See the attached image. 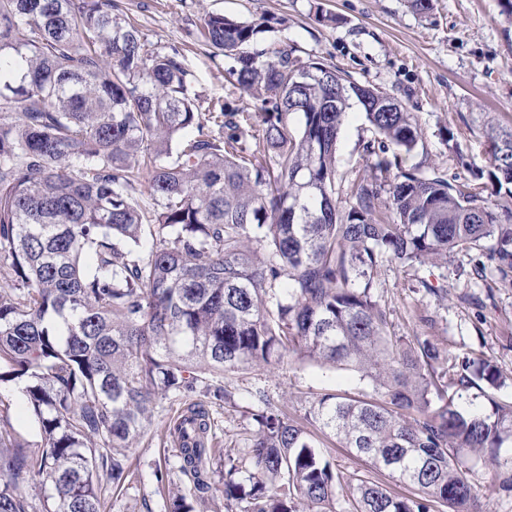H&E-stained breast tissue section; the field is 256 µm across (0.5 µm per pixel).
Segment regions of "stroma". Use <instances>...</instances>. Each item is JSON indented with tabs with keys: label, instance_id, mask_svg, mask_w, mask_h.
Here are the masks:
<instances>
[{
	"label": "stroma",
	"instance_id": "obj_1",
	"mask_svg": "<svg viewBox=\"0 0 512 512\" xmlns=\"http://www.w3.org/2000/svg\"><path fill=\"white\" fill-rule=\"evenodd\" d=\"M149 49H179L192 74L201 112L223 105L252 108L249 96L229 77V61L213 56L200 38L208 14L241 20L265 18L259 45L292 46L301 56L336 65L355 81L397 98L418 118L423 145L410 164L437 168L459 184H474V169L488 164L486 125L512 126V14L504 0H433L428 16L414 14L407 0H118ZM334 15L319 22L316 9ZM375 134L359 107H351L341 129L336 159L348 179L372 177L366 144ZM468 257L439 267H405L383 262L375 276V296L387 312L388 327L407 338L427 336L441 351L482 359L498 367L495 391L512 403V284L488 290L469 278ZM231 402L211 405L212 434L226 449H242L258 429L253 418L262 403L305 424L310 402L326 393L360 397L367 382L351 371L319 368L285 354L273 369L246 368L225 375ZM198 395L161 400L144 436L128 452L134 479L108 492L105 512H166L169 493L185 494L194 512H213L212 499L224 485L214 474L209 495L174 467V445L164 430L170 420L198 402ZM0 416L7 418L20 444H37L39 428L28 410L19 381L0 382ZM324 460L344 481L335 512H351L355 479L384 483L396 494L410 486L345 448L332 434L316 430ZM468 478L489 512H512V470L489 472L481 460L464 456Z\"/></svg>",
	"mask_w": 512,
	"mask_h": 512
}]
</instances>
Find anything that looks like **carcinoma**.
I'll list each match as a JSON object with an SVG mask.
<instances>
[{
	"instance_id": "carcinoma-1",
	"label": "carcinoma",
	"mask_w": 512,
	"mask_h": 512,
	"mask_svg": "<svg viewBox=\"0 0 512 512\" xmlns=\"http://www.w3.org/2000/svg\"><path fill=\"white\" fill-rule=\"evenodd\" d=\"M116 10L0 0V382H26L41 437L34 451L15 445L0 419V512H36L24 473L42 478L41 512H104L100 477L114 491L130 482L127 451L158 401L287 352L368 381L371 394H325L306 419L417 489L360 479L353 512H486L461 457L512 468L497 452L512 405L489 396L486 411L463 394L498 387L500 370L450 354L437 372V345L390 335L372 288L384 261L459 253L471 276L491 262L512 281V127L487 132L494 201L404 169L422 142L413 113L384 111L377 89L293 47L257 48L258 21L211 14L206 42L257 102L252 150L238 111L220 106L218 133L207 127L183 54L148 51ZM354 99L377 135L375 176L352 182L342 206L336 145ZM143 168L149 208L135 197ZM257 423L234 456L211 445L206 405L191 404L170 427L177 472L205 494L210 468L226 467V512H299V500L334 512L341 479L315 438L274 413Z\"/></svg>"
}]
</instances>
